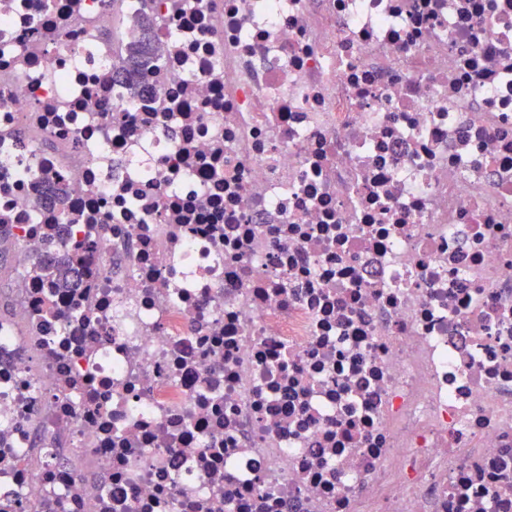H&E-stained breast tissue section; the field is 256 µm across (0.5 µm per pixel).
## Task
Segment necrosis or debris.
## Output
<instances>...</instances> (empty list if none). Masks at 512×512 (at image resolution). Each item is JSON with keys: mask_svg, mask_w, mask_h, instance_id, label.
Masks as SVG:
<instances>
[{"mask_svg": "<svg viewBox=\"0 0 512 512\" xmlns=\"http://www.w3.org/2000/svg\"><path fill=\"white\" fill-rule=\"evenodd\" d=\"M0 224V512H512V0H0ZM145 31L142 39L131 45L126 55L119 60L120 66L116 70L118 80L132 87L138 86L143 75L155 65L149 36ZM87 243L83 240H74L72 243L71 254L66 264L63 266L57 267L56 272L54 274L57 282H62L64 285L68 287V285H72L70 277L74 273L75 265H79V262L83 258L86 249ZM7 248L5 260L0 259V312L1 316L10 314L13 305V288H15V274L13 265L14 241L4 245Z\"/></svg>", "mask_w": 512, "mask_h": 512, "instance_id": "4bbe7bcc", "label": "necrosis or debris"}]
</instances>
